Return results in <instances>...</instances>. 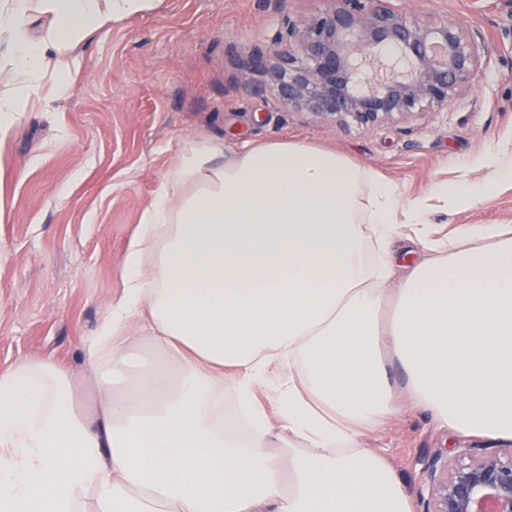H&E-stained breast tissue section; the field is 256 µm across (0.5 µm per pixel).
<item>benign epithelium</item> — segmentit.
I'll return each instance as SVG.
<instances>
[{
    "label": "benign epithelium",
    "instance_id": "obj_1",
    "mask_svg": "<svg viewBox=\"0 0 512 512\" xmlns=\"http://www.w3.org/2000/svg\"><path fill=\"white\" fill-rule=\"evenodd\" d=\"M308 20L286 16L265 50L242 62L265 72L278 100L313 118L369 129L448 105L473 87L480 46L460 23L410 16L388 0H332ZM420 512H512V449L436 454Z\"/></svg>",
    "mask_w": 512,
    "mask_h": 512
}]
</instances>
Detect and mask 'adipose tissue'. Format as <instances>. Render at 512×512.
<instances>
[{
	"label": "adipose tissue",
	"mask_w": 512,
	"mask_h": 512,
	"mask_svg": "<svg viewBox=\"0 0 512 512\" xmlns=\"http://www.w3.org/2000/svg\"><path fill=\"white\" fill-rule=\"evenodd\" d=\"M161 2L0 0V145L31 100L70 92L63 56ZM505 179L512 164L406 202L303 140L198 143L84 346L93 402L51 358L0 372V512H414L367 430L424 408L512 438V227L440 236L429 220ZM398 241L429 258L394 288ZM142 339L154 352L137 366Z\"/></svg>",
	"instance_id": "obj_1"
}]
</instances>
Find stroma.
Listing matches in <instances>:
<instances>
[{"mask_svg":"<svg viewBox=\"0 0 512 512\" xmlns=\"http://www.w3.org/2000/svg\"><path fill=\"white\" fill-rule=\"evenodd\" d=\"M390 4L478 33L482 68L447 108L368 130L289 110L265 76L239 68L283 16L305 19L331 0H163L68 53L69 94L48 108L31 105L0 148V370L50 357L84 375L83 345L122 287V255L142 213L199 141L302 139L383 176L406 200L438 180L486 179L488 155L512 163V0ZM431 220L444 234L460 224L512 225V182ZM365 442L415 500L435 452L498 445L439 427L421 408Z\"/></svg>","mask_w":512,"mask_h":512,"instance_id":"1","label":"stroma"}]
</instances>
